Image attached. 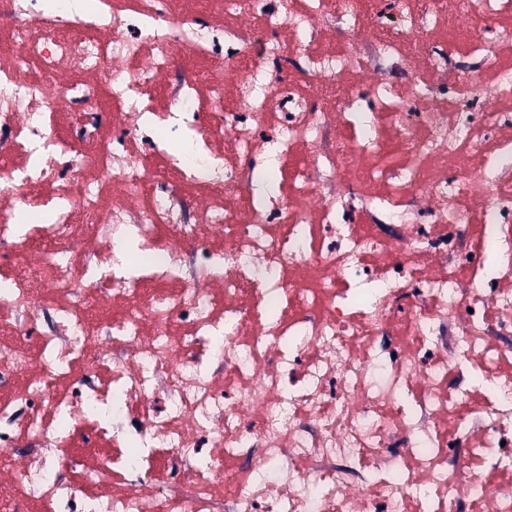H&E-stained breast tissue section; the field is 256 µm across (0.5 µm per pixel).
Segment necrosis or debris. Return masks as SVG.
Instances as JSON below:
<instances>
[{"label":"necrosis or debris","instance_id":"1","mask_svg":"<svg viewBox=\"0 0 512 512\" xmlns=\"http://www.w3.org/2000/svg\"><path fill=\"white\" fill-rule=\"evenodd\" d=\"M198 2L0 0V512H512V0Z\"/></svg>","mask_w":512,"mask_h":512}]
</instances>
